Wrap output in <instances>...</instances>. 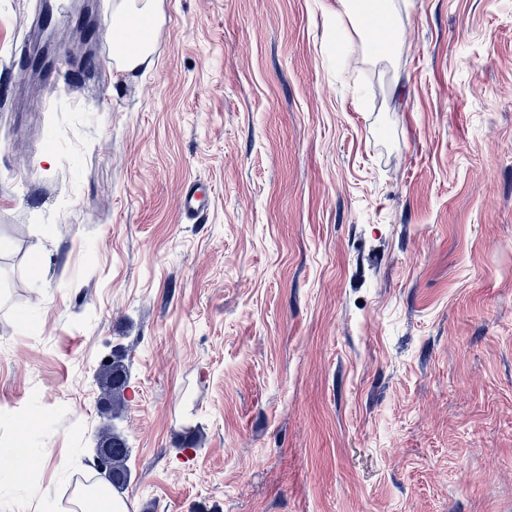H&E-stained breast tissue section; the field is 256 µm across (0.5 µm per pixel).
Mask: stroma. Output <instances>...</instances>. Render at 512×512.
Here are the masks:
<instances>
[{"instance_id": "1", "label": "stroma", "mask_w": 512, "mask_h": 512, "mask_svg": "<svg viewBox=\"0 0 512 512\" xmlns=\"http://www.w3.org/2000/svg\"><path fill=\"white\" fill-rule=\"evenodd\" d=\"M337 7L163 0L85 90L111 11L0 0V512H73L113 424L131 512H512V0L391 55ZM162 0H114L112 33L117 67L125 72L151 65L153 35L162 20ZM205 198L199 186L185 187L178 198L179 209L188 217L196 216L203 209ZM96 376L106 393L111 395L112 407L118 408L128 384V371L122 356L112 354L111 363L100 361Z\"/></svg>"}]
</instances>
